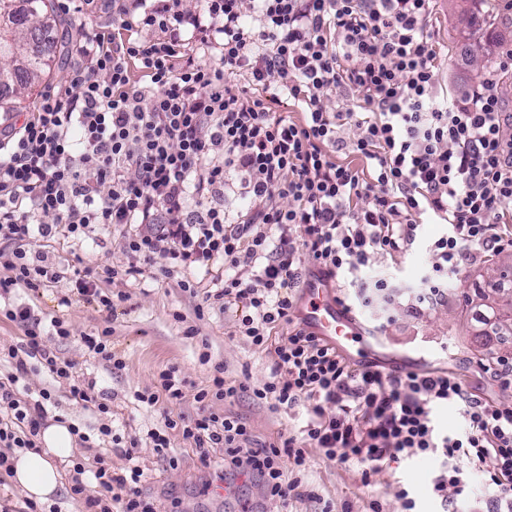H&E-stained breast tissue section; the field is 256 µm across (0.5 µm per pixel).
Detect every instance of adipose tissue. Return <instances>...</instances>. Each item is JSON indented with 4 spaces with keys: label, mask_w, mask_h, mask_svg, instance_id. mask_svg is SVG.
<instances>
[{
    "label": "adipose tissue",
    "mask_w": 512,
    "mask_h": 512,
    "mask_svg": "<svg viewBox=\"0 0 512 512\" xmlns=\"http://www.w3.org/2000/svg\"><path fill=\"white\" fill-rule=\"evenodd\" d=\"M42 452L25 451L13 461V481L29 498L41 504L50 503L61 485L57 460L71 453L74 437L68 423L52 422L43 426L38 435Z\"/></svg>",
    "instance_id": "obj_1"
}]
</instances>
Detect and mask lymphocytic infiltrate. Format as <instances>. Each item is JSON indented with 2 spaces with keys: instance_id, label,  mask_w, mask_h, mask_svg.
Here are the masks:
<instances>
[{
  "instance_id": "obj_1",
  "label": "lymphocytic infiltrate",
  "mask_w": 512,
  "mask_h": 512,
  "mask_svg": "<svg viewBox=\"0 0 512 512\" xmlns=\"http://www.w3.org/2000/svg\"><path fill=\"white\" fill-rule=\"evenodd\" d=\"M133 4L122 12L125 39L80 24L66 84L0 127V256L9 255L11 271L0 279V313L25 327L24 343L8 350L17 372L34 357L59 379L72 368L43 341L68 337L64 320L51 318L41 331L31 307L10 298L61 278L38 241L57 225L76 239L96 225L125 227L127 267L85 270L73 281L79 295L110 313L99 275L131 277L154 264L167 275L205 269L212 289L191 279L182 288L238 309L241 335L273 348L270 375L252 395L275 410L307 404L305 433L327 459L374 468L387 458L435 459L429 493L443 503L465 490V460L487 469L485 512H512V408L445 372L353 365L294 323L303 255H311L313 275L344 282L371 253L411 248L419 219L435 218L446 231L428 244L434 263L409 295L422 313L441 305L464 250L485 259L512 249V112L502 96L512 48L460 94L438 81L434 0H202L195 12L183 0ZM146 28L160 39H137ZM133 61L145 85L131 83ZM238 72L245 84L230 83ZM352 98L367 116L348 140ZM284 100L300 119L275 111ZM346 146L370 175L333 160L331 149ZM231 190L247 201L234 215L224 207ZM271 225L278 237L268 234ZM244 269L255 284L242 279ZM283 325L287 337L273 342ZM237 393L214 376L194 396L201 417L185 425L166 417L165 431L149 434L152 447L168 458L167 433L181 429L203 465L223 449L225 472L287 500L299 483L285 481L282 461L302 468L305 453L291 437L255 446L245 423L210 412V401ZM40 396L31 405L0 384V469L7 449L35 447L51 394ZM448 404L462 411V433L436 427V409ZM134 454L124 450L119 473L101 455L95 470L74 465L72 491L90 512H155Z\"/></svg>"
}]
</instances>
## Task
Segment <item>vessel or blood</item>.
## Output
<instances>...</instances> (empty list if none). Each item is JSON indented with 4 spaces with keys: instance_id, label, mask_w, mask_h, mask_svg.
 <instances>
[{
    "instance_id": "b4317fda",
    "label": "vessel or blood",
    "mask_w": 512,
    "mask_h": 512,
    "mask_svg": "<svg viewBox=\"0 0 512 512\" xmlns=\"http://www.w3.org/2000/svg\"><path fill=\"white\" fill-rule=\"evenodd\" d=\"M300 306L303 324L309 331L328 339L351 360L367 363L373 359L377 336L366 332L343 305L333 300L325 281L310 279Z\"/></svg>"
}]
</instances>
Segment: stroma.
Wrapping results in <instances>:
<instances>
[{"instance_id":"obj_1","label":"stroma","mask_w":512,"mask_h":512,"mask_svg":"<svg viewBox=\"0 0 512 512\" xmlns=\"http://www.w3.org/2000/svg\"><path fill=\"white\" fill-rule=\"evenodd\" d=\"M469 0H437L435 38L445 55L441 81L459 89L473 88L482 70L491 63L481 51L483 35L462 31L458 16L468 10ZM68 76L66 64L52 62L51 71L41 84L22 93L9 94L0 108L12 113L32 111L51 87L63 86ZM123 230H95L92 239L77 242L66 230L44 241L43 249L62 272L58 283L31 292L15 289L13 299L29 304L43 320L60 317L71 330L68 338L48 337L47 344L59 356L73 363V376L95 381L99 401L112 409V433L99 432L96 407L76 401L69 386L54 380L46 369L36 368L19 377L16 385L21 398L34 402L42 389H50L53 401L46 407L48 420L62 419L88 435V445H75L70 458L59 461L62 486L53 501L59 512H84L83 502L71 492L73 464L92 466L97 449L111 451L113 470H121L123 449L136 446L144 470L142 490L154 501L156 512H240L248 502L256 512H369L379 504L382 512H399L394 496L397 484H406L420 495L421 512H441V506L427 490L437 467L434 459L423 458L406 464L381 462L378 471L367 472L365 464H344L328 460L314 441L304 436L309 413L300 406L293 411L274 412L254 401L249 386L266 379L272 358L267 350L252 346L241 336L234 311L209 306L204 318L195 310L201 296L184 291L179 276L164 277L157 267H144L142 275L115 281L100 279L103 295L114 303L113 314L102 312L98 303L87 301L68 285L74 272L104 265H120L126 260ZM433 263L432 256L420 247L388 255L371 254L368 263L357 271L360 280L382 277L398 288H417ZM512 264V250L487 261L463 262L460 270L448 277V300L435 310L419 316L406 303L395 304L385 316L369 308H356V316L380 336V370H388L389 360L408 359L415 369L445 371L459 378L475 393L503 408L512 407V389L497 387L485 373L483 347H497L498 336L480 322L485 309L482 298L494 294V271ZM109 331L121 367L99 361L89 353L84 339ZM223 366L228 384H245L244 392L212 404L214 412L245 422L258 444L280 443L293 436L306 456L302 483L288 501L266 497L256 481L236 479L229 497L216 496L222 481L215 467L203 466L189 442L179 431H170L177 466L157 457L147 441V433L164 426L165 414L197 419L200 412L194 401L196 392L211 383L215 366ZM177 368L187 381L186 397L179 405L147 406L139 393L155 391L161 370Z\"/></svg>"}]
</instances>
